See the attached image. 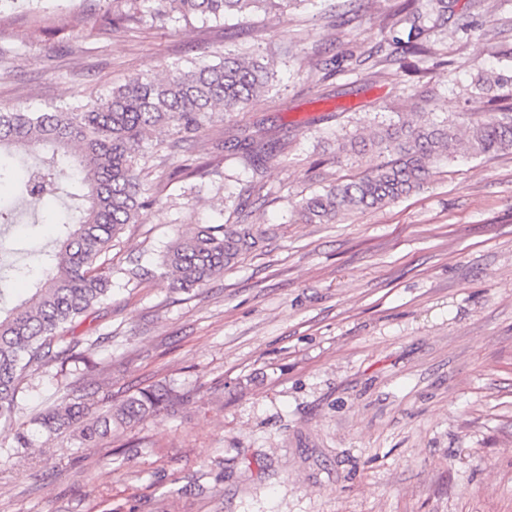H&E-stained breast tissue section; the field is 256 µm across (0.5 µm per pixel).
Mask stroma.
I'll return each instance as SVG.
<instances>
[{
    "label": "stroma",
    "instance_id": "1",
    "mask_svg": "<svg viewBox=\"0 0 512 512\" xmlns=\"http://www.w3.org/2000/svg\"><path fill=\"white\" fill-rule=\"evenodd\" d=\"M290 0L224 23L150 16L110 26L112 0L0 7V110L94 96L196 59L248 50L278 80L194 143L144 144L138 223L102 256L112 295L76 328L102 337L68 375L36 371L0 422V512H512V150L437 162L420 189L340 224H304L301 199L356 179L388 151H338L425 116L466 134L512 113V0ZM425 46L412 54L410 42ZM283 145L260 170L236 140ZM187 164L205 176L185 177ZM43 224L0 228V262L36 265ZM247 223L260 251L173 292L156 264L198 224ZM145 269L142 280L125 271ZM170 382L178 414L14 453L61 397L87 403Z\"/></svg>",
    "mask_w": 512,
    "mask_h": 512
}]
</instances>
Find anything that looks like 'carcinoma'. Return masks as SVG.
Returning <instances> with one entry per match:
<instances>
[{
  "mask_svg": "<svg viewBox=\"0 0 512 512\" xmlns=\"http://www.w3.org/2000/svg\"><path fill=\"white\" fill-rule=\"evenodd\" d=\"M156 17L220 22L231 14L279 8L278 0H122ZM275 80L273 64L258 56L227 53L217 64L192 62L159 76H146L113 88L86 102L54 105L43 112L16 108L0 111V185L12 183L4 157L25 155L38 147L42 156L26 171L20 194L36 207L59 196L57 169L69 167L80 197L70 222L58 227L57 246L45 254L31 295L6 304L8 278L0 275V421L16 414L23 374L48 370L80 358L81 340H65L66 325L87 316L112 293L111 273L100 257L124 226L138 222L152 204L141 192L137 156L161 128L172 127L184 142L197 137L218 112H234L262 95ZM370 144L388 148L395 157L371 173L328 185L299 201L294 213L305 224H337L346 216L385 207L419 189L432 164L452 154L478 156L512 149V115L491 113L461 137L428 120H400L378 129ZM263 138L237 142L256 169L277 150ZM263 232L252 224H208L178 237L161 257V275L171 288L188 293L224 275L243 257L258 250ZM187 395L170 384H155L119 402L102 399L94 411L80 398L63 395L39 412L33 423L49 435L75 433L80 447L91 449L112 427L138 422L160 412H175Z\"/></svg>",
  "mask_w": 512,
  "mask_h": 512,
  "instance_id": "carcinoma-1",
  "label": "carcinoma"
}]
</instances>
